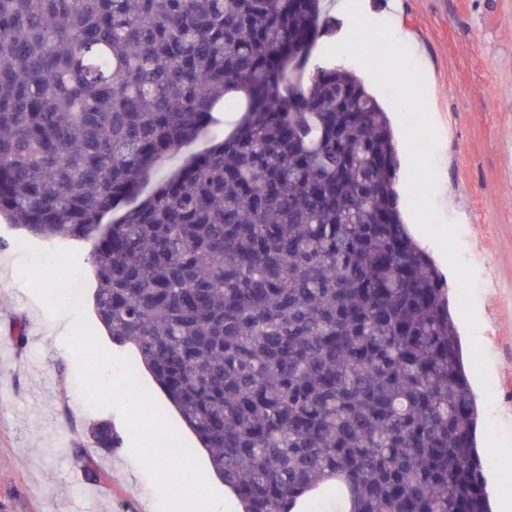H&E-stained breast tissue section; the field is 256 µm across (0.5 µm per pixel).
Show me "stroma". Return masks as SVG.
Segmentation results:
<instances>
[{"label":"stroma","instance_id":"obj_1","mask_svg":"<svg viewBox=\"0 0 512 512\" xmlns=\"http://www.w3.org/2000/svg\"><path fill=\"white\" fill-rule=\"evenodd\" d=\"M411 43L392 56L381 31L353 24L356 44L313 59L353 70L387 113L399 152L402 214L421 218L417 244L449 286L450 312L460 334L476 395L477 440L492 503L512 500V0H367ZM379 67H371L370 56ZM424 73L428 94L412 99L406 74ZM446 132L444 157L434 154ZM454 197L439 210V186ZM26 233L0 220V512H169L132 437L113 409L94 407L77 388L78 361L67 346L72 315L51 316L42 297L21 279ZM26 329L17 345L14 329ZM119 432L118 451L94 453L109 479L93 485L73 476L75 442L91 446L93 423Z\"/></svg>","mask_w":512,"mask_h":512}]
</instances>
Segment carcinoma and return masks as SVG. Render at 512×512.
I'll list each match as a JSON object with an SVG mask.
<instances>
[{
  "instance_id": "obj_1",
  "label": "carcinoma",
  "mask_w": 512,
  "mask_h": 512,
  "mask_svg": "<svg viewBox=\"0 0 512 512\" xmlns=\"http://www.w3.org/2000/svg\"><path fill=\"white\" fill-rule=\"evenodd\" d=\"M323 0H0V218L91 240L96 315L243 512H490L448 284ZM224 139L147 196L164 158ZM124 213L103 223L115 210ZM91 437L115 445L108 422ZM86 480L107 474L83 445Z\"/></svg>"
}]
</instances>
